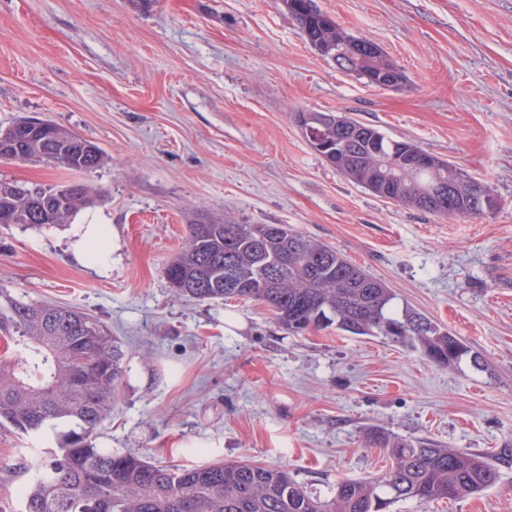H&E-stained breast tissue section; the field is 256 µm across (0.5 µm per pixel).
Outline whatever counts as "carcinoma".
<instances>
[{
    "label": "carcinoma",
    "instance_id": "carcinoma-1",
    "mask_svg": "<svg viewBox=\"0 0 512 512\" xmlns=\"http://www.w3.org/2000/svg\"><path fill=\"white\" fill-rule=\"evenodd\" d=\"M310 47L329 58L361 41L345 31L314 0H280ZM347 71L361 78L394 72L406 76L380 47ZM329 121L318 126L319 117ZM303 129L339 137L340 155L331 166L376 196L386 191L406 198L415 188L439 179L452 186L451 214L477 218L494 209L490 185L457 165L425 153L410 140L333 112H296ZM343 130L336 131V121ZM425 153L424 168L407 171L405 162ZM0 160L43 162L74 172L105 161L101 148L48 120L19 121L0 129ZM97 199L92 187L0 180V224L42 228L67 224ZM231 263L247 287H224V264ZM166 275L174 293L197 302L249 300L268 308L279 326L293 334L336 326L351 336H383L420 352L469 357L479 353L428 317L395 310V294L382 280L334 248L288 226L256 240L254 226L226 220L188 225L180 251ZM0 333L18 349L0 360V427L35 434L63 425L57 451L41 459L20 490L21 512H389L402 501L419 504L456 500L496 484L498 469L482 453L463 452L432 442L398 439L372 429L365 444L385 458V469L370 479H344L330 495L306 490L287 468L250 461L213 462L186 468L157 465L133 453L97 448L91 437L116 405L125 353L100 321L72 308L14 298L0 303Z\"/></svg>",
    "mask_w": 512,
    "mask_h": 512
}]
</instances>
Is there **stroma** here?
I'll list each match as a JSON object with an SVG mask.
<instances>
[{
	"mask_svg": "<svg viewBox=\"0 0 512 512\" xmlns=\"http://www.w3.org/2000/svg\"><path fill=\"white\" fill-rule=\"evenodd\" d=\"M406 74L381 89L316 54L279 0H0V128L38 118L97 144L88 172L0 161V179L80 182L73 223L0 224V292L88 313L126 352L96 447L181 467L249 460L328 495L384 464L368 429L493 457L482 494L390 512H512V0H315ZM297 112H342L487 181L483 217L380 198L316 153ZM285 224L343 253L479 352L449 367L381 337L292 335L261 304L177 297L187 225ZM111 225L109 272L71 252ZM0 429V512L56 449Z\"/></svg>",
	"mask_w": 512,
	"mask_h": 512,
	"instance_id": "stroma-1",
	"label": "stroma"
}]
</instances>
